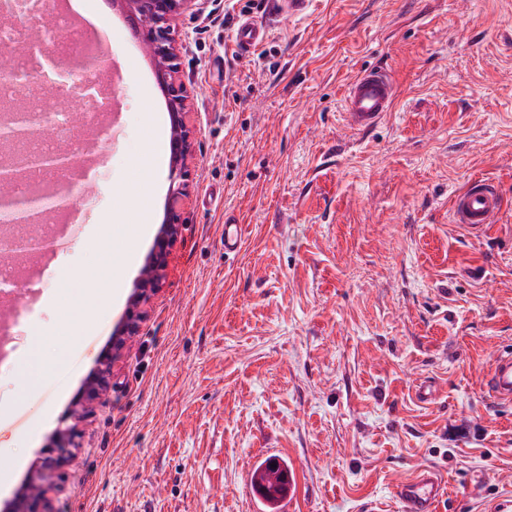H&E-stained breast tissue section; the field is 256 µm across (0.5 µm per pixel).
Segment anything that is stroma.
<instances>
[{
    "mask_svg": "<svg viewBox=\"0 0 512 512\" xmlns=\"http://www.w3.org/2000/svg\"><path fill=\"white\" fill-rule=\"evenodd\" d=\"M87 2L128 66L70 245L38 255L21 369L0 375V512L33 479L60 485L51 512H255L250 474L269 457L295 472L293 512H399L396 484L424 465L447 480L439 512L512 500V405L481 393L512 350V0H315L295 20L260 0L268 34L246 56L224 0H205L174 24L193 129L178 203L169 157L151 154L171 128L154 62L111 0ZM377 64L394 108L352 132L345 86ZM475 177L507 202L479 233L449 213ZM145 206L156 228L175 209L180 233L91 400L155 236L108 307L67 328L59 302ZM228 215L243 226L231 256Z\"/></svg>",
    "mask_w": 512,
    "mask_h": 512,
    "instance_id": "35a3bbf8",
    "label": "stroma"
}]
</instances>
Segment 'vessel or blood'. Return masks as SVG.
I'll list each match as a JSON object with an SVG mask.
<instances>
[{
    "mask_svg": "<svg viewBox=\"0 0 512 512\" xmlns=\"http://www.w3.org/2000/svg\"><path fill=\"white\" fill-rule=\"evenodd\" d=\"M267 32L260 25L245 20L235 34L238 52L247 53L259 46ZM397 89L387 69L371 67L352 78L342 100V118L354 132H366L376 127L394 108ZM504 201L497 185L476 179L454 195L451 216L454 223L472 232L482 231L496 223ZM485 398L493 405L512 404V351L499 353L484 386ZM447 492L442 471L423 466L397 484L395 496L404 512H435Z\"/></svg>",
    "mask_w": 512,
    "mask_h": 512,
    "instance_id": "vessel-or-blood-1",
    "label": "vessel or blood"
}]
</instances>
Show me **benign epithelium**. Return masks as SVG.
Wrapping results in <instances>:
<instances>
[{
    "label": "benign epithelium",
    "mask_w": 512,
    "mask_h": 512,
    "mask_svg": "<svg viewBox=\"0 0 512 512\" xmlns=\"http://www.w3.org/2000/svg\"><path fill=\"white\" fill-rule=\"evenodd\" d=\"M203 0H117V5L129 14L135 35L150 44L154 51L155 74L168 98L172 124L173 162L170 171L171 198L178 202L186 196L187 160L191 151L190 127L188 125L187 87L178 77L176 64L178 46L173 37V23L181 16L194 15L201 9ZM59 61L64 70L58 77L75 88L83 87L85 72L102 67L96 58L63 55ZM8 113L6 121L0 123V147L5 158L0 162V215L7 217V223L15 225L38 226L43 223V213L37 201L29 195L12 193L13 184L20 181L22 172L30 166H36L47 173L58 172L73 166V156L56 150L51 154H35L18 161L10 157L11 149L30 139L37 128L48 122L46 113L18 102L1 108ZM46 192L56 199L63 209L76 204L77 193L69 183L53 182ZM180 232L177 216L170 214L163 224L157 247L142 273L137 291L131 299L128 319L123 329L126 336L135 335L141 319V306L159 286L160 271L167 265L168 247ZM49 239L37 235H15L6 232L0 235V252L8 257L30 255L45 248ZM48 487L35 481L30 485L29 495L20 498L14 506L17 512H39L38 504L45 499Z\"/></svg>",
    "instance_id": "1"
}]
</instances>
